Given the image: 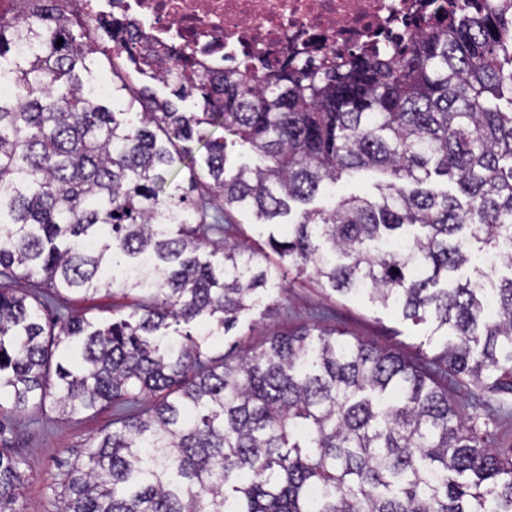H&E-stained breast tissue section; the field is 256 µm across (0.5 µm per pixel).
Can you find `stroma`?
Masks as SVG:
<instances>
[{"label": "stroma", "instance_id": "stroma-1", "mask_svg": "<svg viewBox=\"0 0 512 512\" xmlns=\"http://www.w3.org/2000/svg\"><path fill=\"white\" fill-rule=\"evenodd\" d=\"M137 301L135 293L112 288L110 293L86 297L61 294L57 304L77 315L92 309L104 316L129 314ZM322 321L329 328L344 331L347 338H359L388 347L416 359L436 354L425 329L402 320L394 309H386L367 297H343L319 286L310 275L289 273L287 278L268 282L258 303L239 316L237 326L227 335L211 340V355H249L264 341L287 329ZM448 392L464 416L480 417L487 447L500 451L512 448V393H496L449 382ZM112 426L111 410L86 412L63 418L54 410L25 414L12 421V438L26 473L22 496L30 512H51L60 485L71 463L83 457L96 436Z\"/></svg>", "mask_w": 512, "mask_h": 512}]
</instances>
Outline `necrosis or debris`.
Instances as JSON below:
<instances>
[{"mask_svg": "<svg viewBox=\"0 0 512 512\" xmlns=\"http://www.w3.org/2000/svg\"><path fill=\"white\" fill-rule=\"evenodd\" d=\"M424 0H79L90 37L107 47L112 31L97 19L132 24L129 38L152 54L191 57L199 74L228 58L255 59L290 52L298 59L346 55L367 40L405 42Z\"/></svg>", "mask_w": 512, "mask_h": 512, "instance_id": "obj_1", "label": "necrosis or debris"}]
</instances>
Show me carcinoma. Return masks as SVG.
I'll list each match as a JSON object with an SVG mask.
<instances>
[{"instance_id": "carcinoma-1", "label": "carcinoma", "mask_w": 512, "mask_h": 512, "mask_svg": "<svg viewBox=\"0 0 512 512\" xmlns=\"http://www.w3.org/2000/svg\"><path fill=\"white\" fill-rule=\"evenodd\" d=\"M30 2L0 22V61L13 59L0 66V512H28L7 419L49 406L112 409L55 512H512V448L484 447L448 397L450 376L512 393V275L485 289L474 262L494 252L512 271V0H429L404 46L316 63L197 77L188 57H142L199 112L129 85L109 108L88 84L105 52L86 25ZM126 33L112 21L116 77L122 54L140 55ZM236 149L254 163L233 165ZM181 164L186 188L168 182ZM358 171L380 177L378 195L302 210L269 233L279 260L224 238L234 212L273 224ZM398 239L411 250L381 248ZM144 254L150 280L134 274ZM285 261L429 326L440 351L411 360L306 324L250 356L209 355ZM120 268L123 289L146 287L131 314L43 320L48 293L96 294ZM197 320L206 333L169 332Z\"/></svg>"}]
</instances>
